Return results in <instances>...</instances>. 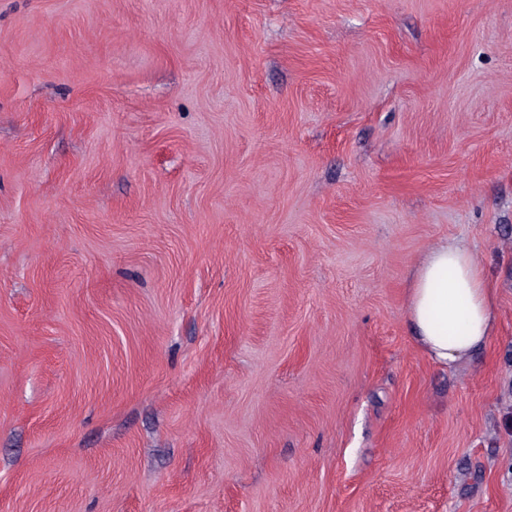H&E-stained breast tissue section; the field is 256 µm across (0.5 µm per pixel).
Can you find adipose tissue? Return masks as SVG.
<instances>
[{
    "label": "adipose tissue",
    "instance_id": "1",
    "mask_svg": "<svg viewBox=\"0 0 512 512\" xmlns=\"http://www.w3.org/2000/svg\"><path fill=\"white\" fill-rule=\"evenodd\" d=\"M413 340L431 361L453 368L494 329V292L472 247L443 238L417 261L407 301Z\"/></svg>",
    "mask_w": 512,
    "mask_h": 512
}]
</instances>
